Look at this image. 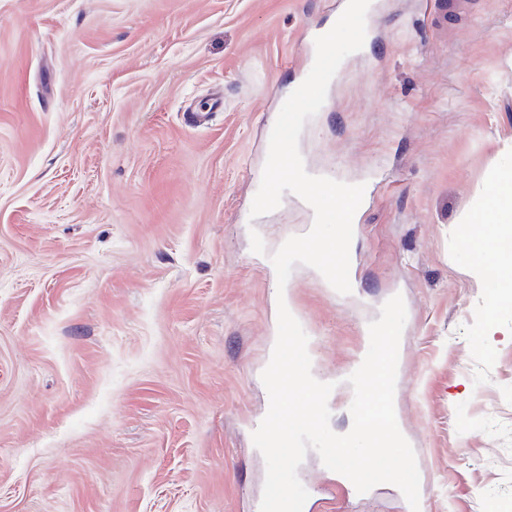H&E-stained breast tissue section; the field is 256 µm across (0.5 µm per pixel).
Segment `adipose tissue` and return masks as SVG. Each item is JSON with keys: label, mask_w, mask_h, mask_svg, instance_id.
I'll return each mask as SVG.
<instances>
[{"label": "adipose tissue", "mask_w": 512, "mask_h": 512, "mask_svg": "<svg viewBox=\"0 0 512 512\" xmlns=\"http://www.w3.org/2000/svg\"><path fill=\"white\" fill-rule=\"evenodd\" d=\"M474 221L476 229L465 245L467 260L479 269L492 266L500 282L512 285V254L501 247L505 236H512V148L493 172Z\"/></svg>", "instance_id": "adipose-tissue-1"}]
</instances>
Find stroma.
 <instances>
[{
    "mask_svg": "<svg viewBox=\"0 0 512 512\" xmlns=\"http://www.w3.org/2000/svg\"><path fill=\"white\" fill-rule=\"evenodd\" d=\"M329 4L0 0V512H259L281 293L335 432L368 326L402 295L394 408L420 512H512V310L486 335L463 254L512 146V0H371L298 143L310 175L377 188L347 295L300 264L277 285L269 254L312 227L305 201L250 216ZM298 476L313 512H410L313 450Z\"/></svg>",
    "mask_w": 512,
    "mask_h": 512,
    "instance_id": "35a3bbf8",
    "label": "stroma"
}]
</instances>
